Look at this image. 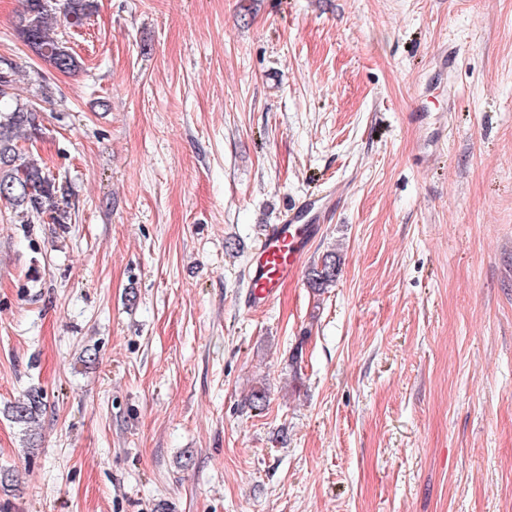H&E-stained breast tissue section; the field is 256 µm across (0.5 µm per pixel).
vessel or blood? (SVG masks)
I'll return each instance as SVG.
<instances>
[{
    "label": "vessel or blood",
    "instance_id": "1",
    "mask_svg": "<svg viewBox=\"0 0 512 512\" xmlns=\"http://www.w3.org/2000/svg\"><path fill=\"white\" fill-rule=\"evenodd\" d=\"M323 213L322 204L307 197L286 209L278 223L266 225L247 272L245 306L248 310H264L279 288L298 276Z\"/></svg>",
    "mask_w": 512,
    "mask_h": 512
}]
</instances>
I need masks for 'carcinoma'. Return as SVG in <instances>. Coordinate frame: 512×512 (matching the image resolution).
I'll return each instance as SVG.
<instances>
[{"instance_id":"cac0c4a2","label":"carcinoma","mask_w":512,"mask_h":512,"mask_svg":"<svg viewBox=\"0 0 512 512\" xmlns=\"http://www.w3.org/2000/svg\"><path fill=\"white\" fill-rule=\"evenodd\" d=\"M91 8L90 0H63L61 13L71 25H80ZM50 0H24V6L15 20L18 37L40 58L60 72L81 68V62L70 47L56 33ZM15 67L12 61L0 58V202L14 214L28 221L38 214H50L52 223L63 224L66 214L55 209L54 199L65 188L56 182L50 169L43 165L32 150L19 144L20 139L36 138V110L15 92ZM339 262L331 253L313 267L308 275V286L320 292L336 283ZM46 411L44 393L28 391L8 410L26 437L25 454L37 453L39 427ZM16 476L14 470L0 467V512L11 509V493Z\"/></svg>"}]
</instances>
